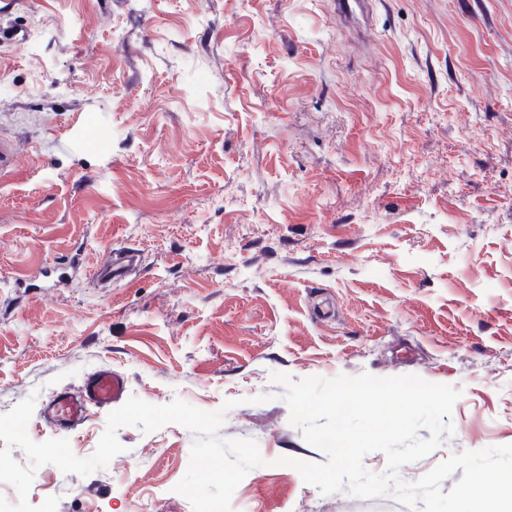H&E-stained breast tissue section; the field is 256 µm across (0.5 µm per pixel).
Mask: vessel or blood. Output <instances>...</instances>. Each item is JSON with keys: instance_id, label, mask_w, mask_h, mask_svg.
Instances as JSON below:
<instances>
[{"instance_id": "vessel-or-blood-1", "label": "vessel or blood", "mask_w": 512, "mask_h": 512, "mask_svg": "<svg viewBox=\"0 0 512 512\" xmlns=\"http://www.w3.org/2000/svg\"><path fill=\"white\" fill-rule=\"evenodd\" d=\"M21 164L12 143L0 138V177L11 176ZM91 275L101 281L123 278L122 258L111 257L96 264ZM125 390L126 382L121 374L109 369L98 370L84 380L78 393L62 392L54 396L44 406L42 419L51 427L75 429L85 421L90 406L109 407L119 403Z\"/></svg>"}]
</instances>
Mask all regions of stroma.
<instances>
[{
    "mask_svg": "<svg viewBox=\"0 0 512 512\" xmlns=\"http://www.w3.org/2000/svg\"><path fill=\"white\" fill-rule=\"evenodd\" d=\"M0 413L91 456L108 409L39 413L112 368L127 396L201 410L267 464L233 512H409L330 495L271 380L415 374L459 390L451 437L401 476L512 444V0H0ZM138 258L63 285L80 253ZM88 476L39 467L31 505L192 512L193 434L118 429ZM22 165L11 142L0 138V177H9Z\"/></svg>",
    "mask_w": 512,
    "mask_h": 512,
    "instance_id": "35a3bbf8",
    "label": "stroma"
}]
</instances>
